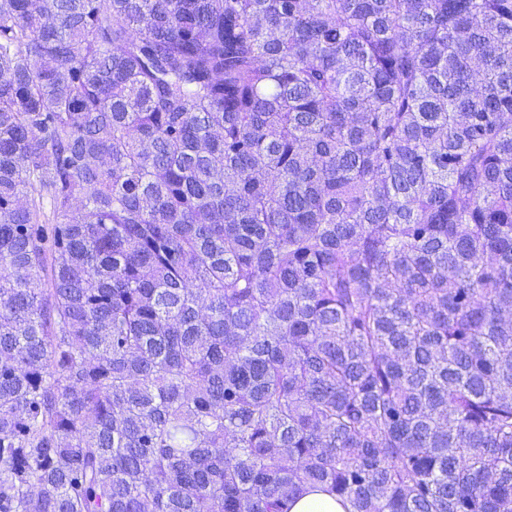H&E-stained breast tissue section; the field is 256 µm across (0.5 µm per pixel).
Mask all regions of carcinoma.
Segmentation results:
<instances>
[{
  "mask_svg": "<svg viewBox=\"0 0 512 512\" xmlns=\"http://www.w3.org/2000/svg\"><path fill=\"white\" fill-rule=\"evenodd\" d=\"M510 116L512 0H0V512H512ZM345 505L327 492L309 488L294 500L289 512H348L349 505Z\"/></svg>",
  "mask_w": 512,
  "mask_h": 512,
  "instance_id": "carcinoma-1",
  "label": "carcinoma"
}]
</instances>
